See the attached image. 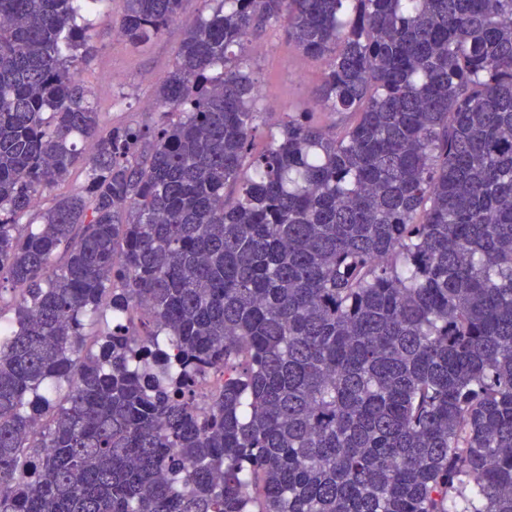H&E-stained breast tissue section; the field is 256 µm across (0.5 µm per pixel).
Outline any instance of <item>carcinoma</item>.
Here are the masks:
<instances>
[{"label": "carcinoma", "mask_w": 512, "mask_h": 512, "mask_svg": "<svg viewBox=\"0 0 512 512\" xmlns=\"http://www.w3.org/2000/svg\"><path fill=\"white\" fill-rule=\"evenodd\" d=\"M214 2L103 133L94 0H0V512H512V0ZM267 25L343 122L256 154ZM85 183V172L81 168L74 169L65 181L56 185L50 192H45L39 200V206L36 208L37 214L40 210L50 207L54 198L68 195L76 192L83 187Z\"/></svg>", "instance_id": "cac0c4a2"}]
</instances>
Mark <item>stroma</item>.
I'll use <instances>...</instances> for the list:
<instances>
[{
  "mask_svg": "<svg viewBox=\"0 0 512 512\" xmlns=\"http://www.w3.org/2000/svg\"><path fill=\"white\" fill-rule=\"evenodd\" d=\"M120 9L121 0H112L92 16L87 30L90 50L78 67V76L104 127L148 128L159 120L152 107L156 88L173 64L186 22L210 13L212 5L210 0H184L182 21L168 26L142 48L117 35L114 21ZM251 41L250 72L263 96L276 101L275 106L265 108L258 121L254 148L262 149L267 135L278 131L290 112L315 110L319 125L333 127L327 110L313 107V97L327 71L326 61L304 56L277 25L257 30Z\"/></svg>",
  "mask_w": 512,
  "mask_h": 512,
  "instance_id": "35a3bbf8",
  "label": "stroma"
}]
</instances>
